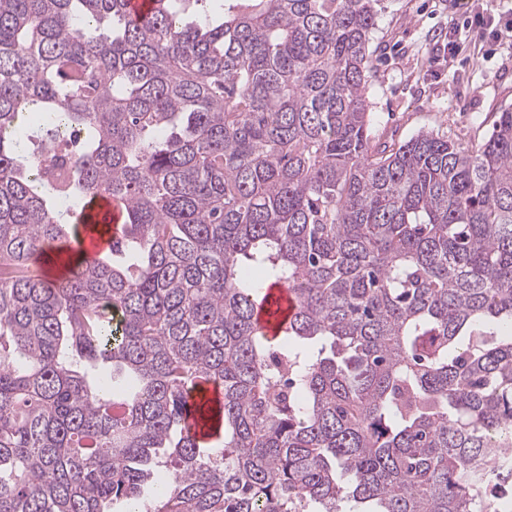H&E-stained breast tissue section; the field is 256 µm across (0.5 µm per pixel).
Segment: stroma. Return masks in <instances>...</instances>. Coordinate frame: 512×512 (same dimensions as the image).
Segmentation results:
<instances>
[{
	"instance_id": "obj_1",
	"label": "stroma",
	"mask_w": 512,
	"mask_h": 512,
	"mask_svg": "<svg viewBox=\"0 0 512 512\" xmlns=\"http://www.w3.org/2000/svg\"><path fill=\"white\" fill-rule=\"evenodd\" d=\"M495 18L468 34L456 56L449 37L463 23L456 0H382L370 50L372 129L397 143L425 130L468 147L486 141L512 110V0H483Z\"/></svg>"
}]
</instances>
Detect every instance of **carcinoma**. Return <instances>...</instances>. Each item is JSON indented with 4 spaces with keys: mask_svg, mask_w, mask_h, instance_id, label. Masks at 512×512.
Listing matches in <instances>:
<instances>
[{
    "mask_svg": "<svg viewBox=\"0 0 512 512\" xmlns=\"http://www.w3.org/2000/svg\"><path fill=\"white\" fill-rule=\"evenodd\" d=\"M205 2L0 0V512H506L512 111L380 142V0ZM104 214H108L111 223H120V213L115 209L112 211V206L106 199L101 197H90L85 203L83 210L80 213L79 219L81 222L91 223L94 222L96 216L101 217ZM89 216H92L93 220H87L86 218ZM266 291L272 309H279V313L275 318H269L266 310L260 309L259 323L264 334L273 337L280 333L281 328L279 325L287 322L292 317L294 301L286 286L273 284Z\"/></svg>",
    "mask_w": 512,
    "mask_h": 512,
    "instance_id": "obj_1",
    "label": "carcinoma"
}]
</instances>
